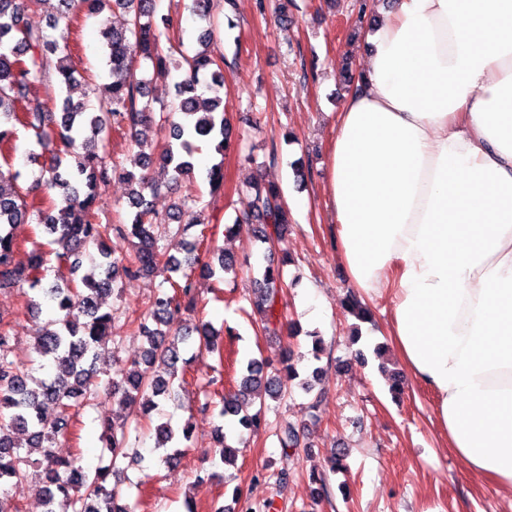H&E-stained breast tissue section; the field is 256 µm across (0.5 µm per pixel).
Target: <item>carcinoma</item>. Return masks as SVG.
Segmentation results:
<instances>
[{
	"mask_svg": "<svg viewBox=\"0 0 512 512\" xmlns=\"http://www.w3.org/2000/svg\"><path fill=\"white\" fill-rule=\"evenodd\" d=\"M58 14L42 19L33 14L27 0H0V155L16 150L19 130L41 148L29 153L36 161L42 154L39 175L18 194L13 181L17 175L0 168V290L24 287L27 307L40 309V298L50 297L58 319L34 335V351L50 359L55 368L52 377L35 380L14 355L10 323L0 315V487L20 492L36 472L29 468L44 466V512H133L123 502L128 497L121 481L119 464L127 457V429L138 417V410H157L160 402L173 400L176 381H185L192 357L219 354L211 324L198 322L184 332L170 333L167 317L182 308L194 310L195 272L203 277L235 271L237 261L222 248L208 250L211 259L198 254L201 236L190 230L202 224L201 214L208 202L187 195L166 214L153 208V198L162 183L170 185L196 174L193 161L197 144L216 142L222 153L230 144V120L224 112L223 58L209 51L212 30L198 38L201 47L192 56H175L173 19L154 15L157 0H59ZM106 4L112 13L124 16L121 27H105L107 65L112 81L107 86L99 111L90 112L81 102L65 96L57 104L28 102V86L47 52H60L57 81L69 88L78 70L68 46L59 45L49 34L59 22H70L74 14L87 6L98 13ZM147 64L157 76L180 73L174 84L175 101L169 103L158 94L153 81L138 75L139 63ZM209 96H204V92ZM160 122L162 138L158 146L147 150L139 138V127ZM129 136L137 151L124 162L110 163L99 152L110 131ZM160 168L166 180L161 182L152 170ZM118 174L129 180L128 196L131 222L98 224L101 207L97 187ZM211 194L224 186L223 163L212 165L205 175ZM254 196L249 209L236 217L227 232L242 224L253 227L256 240L270 246L283 240L290 224V212L281 188L275 183L252 185ZM35 223L43 227L48 244L56 246L55 258L67 270L62 281L42 286L47 268V253L36 244L19 255L13 235L17 224ZM98 247V272L81 273L83 250ZM161 277L155 292L140 315L131 323L135 334L143 338L140 358L118 367L105 381L97 377L99 351L106 346L120 347L116 317L102 309L100 298L114 290L118 280ZM288 287L278 265H267L253 279L250 297L251 319L256 331L278 336L283 331L279 311L283 289ZM315 367L311 378L300 373L286 356L281 366L273 367L264 359L251 358L242 365V375L234 392L222 397L220 416L224 425L216 428L220 461L235 460L232 431L257 429L262 410L251 411L256 401L285 395V385L300 380V387L311 391L310 379L319 376ZM119 397L128 414L120 421H105L100 438L112 448V469L89 476L67 459L52 451L55 436L70 418V409L90 405L101 396ZM55 415H47L48 407ZM157 447L166 451L163 464L179 461V445L193 438V424L186 421L179 429L167 422L155 427ZM284 461L290 451L300 447V434L285 429L279 438ZM34 452L42 459H31Z\"/></svg>",
	"mask_w": 512,
	"mask_h": 512,
	"instance_id": "carcinoma-1",
	"label": "carcinoma"
}]
</instances>
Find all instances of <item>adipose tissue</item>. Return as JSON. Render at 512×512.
Returning <instances> with one entry per match:
<instances>
[{"mask_svg":"<svg viewBox=\"0 0 512 512\" xmlns=\"http://www.w3.org/2000/svg\"><path fill=\"white\" fill-rule=\"evenodd\" d=\"M336 114L325 192L445 447L512 502V0H395Z\"/></svg>","mask_w":512,"mask_h":512,"instance_id":"ef3b65f1","label":"adipose tissue"}]
</instances>
